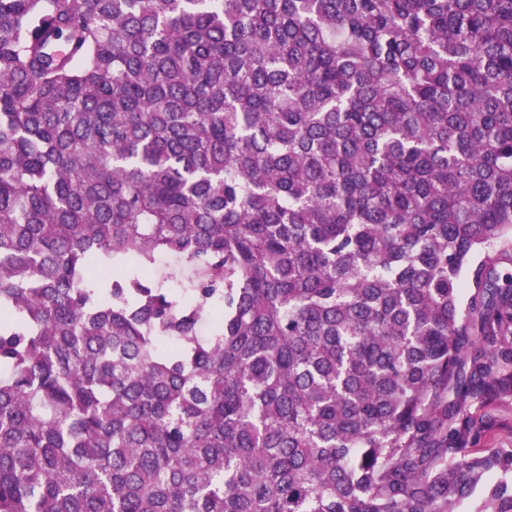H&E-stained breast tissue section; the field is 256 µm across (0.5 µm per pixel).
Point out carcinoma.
I'll return each instance as SVG.
<instances>
[{"mask_svg": "<svg viewBox=\"0 0 512 512\" xmlns=\"http://www.w3.org/2000/svg\"><path fill=\"white\" fill-rule=\"evenodd\" d=\"M511 237L512 0H0V512H512ZM157 270L159 274L168 276L165 283L167 288H182L186 274L173 258L162 256L157 264ZM488 425L474 448H512V395L486 408Z\"/></svg>", "mask_w": 512, "mask_h": 512, "instance_id": "cac0c4a2", "label": "carcinoma"}]
</instances>
